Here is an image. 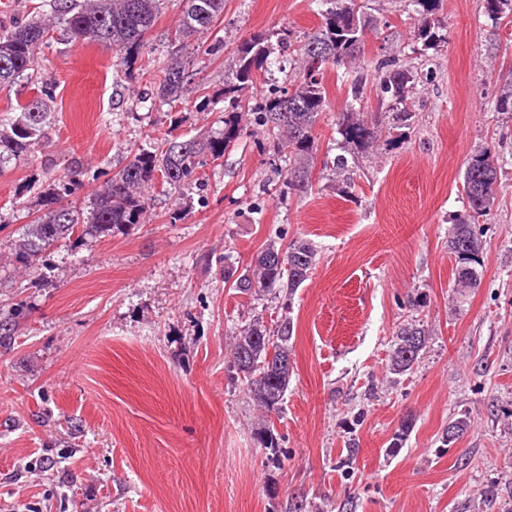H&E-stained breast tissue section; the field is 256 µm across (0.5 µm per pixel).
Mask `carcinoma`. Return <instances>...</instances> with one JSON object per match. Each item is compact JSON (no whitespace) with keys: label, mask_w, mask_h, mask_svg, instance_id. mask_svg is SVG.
I'll list each match as a JSON object with an SVG mask.
<instances>
[{"label":"carcinoma","mask_w":512,"mask_h":512,"mask_svg":"<svg viewBox=\"0 0 512 512\" xmlns=\"http://www.w3.org/2000/svg\"><path fill=\"white\" fill-rule=\"evenodd\" d=\"M161 0H45L46 13L37 19L15 24L0 34V85L18 81L35 70L37 50L48 44L50 30L63 26L75 41L105 42L119 51L140 48L144 36L153 28ZM324 23L302 40L300 52L304 66L293 90L276 91L252 107L258 124L268 127L287 149L288 168L283 183L290 189L302 188L311 176L313 159L312 129L326 107L323 74L327 66L341 67L358 56L372 19L365 16L357 0H325ZM488 15L498 21L512 14V0H487ZM224 14V0H185V9L177 30L179 37L191 40L209 31ZM272 44L263 34L252 36L239 50L232 77L224 80L223 95L233 111L224 116V128L209 135L189 139H167L154 150L138 149L130 153L126 165L100 185L88 208L56 204L70 196L79 185L76 172L67 171L49 184L44 200L46 209L30 224L19 239L17 261L35 267L46 261L50 250L77 233L112 235L141 223L150 207L146 190L160 183L169 190L181 191L199 183L204 168L224 158V152L237 138L240 119L234 111L242 86L253 84L270 70ZM319 54V73L309 72L313 54ZM382 93L401 104L412 75L407 68L382 62L377 67ZM186 63L173 61L160 75V97L175 99L191 79ZM49 94L42 86L35 94L12 108L8 124H0V165L11 158L37 151L45 137L50 114ZM342 135L356 148L366 147L374 137L373 129L358 119L345 124ZM500 166L492 147L471 155L462 172V188L467 198V212L451 219L448 253L455 259V287L464 292L478 286L479 268L484 266L483 234L478 218L488 215L495 201V187ZM316 250L304 241L283 248L275 242L263 245L250 265L232 284L238 294L261 297L270 293L292 294L316 264ZM25 316L24 310L0 312V345L14 335ZM430 331L421 320H413L396 333L389 355L388 369L404 374L424 354ZM291 322L284 318L273 327L256 318L245 325L230 349L229 368L234 378L246 386L261 413L256 427L257 442L277 457L279 439L272 417L281 405L293 374L291 361Z\"/></svg>","instance_id":"obj_1"}]
</instances>
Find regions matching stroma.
Here are the masks:
<instances>
[{"label":"stroma","instance_id":"obj_1","mask_svg":"<svg viewBox=\"0 0 512 512\" xmlns=\"http://www.w3.org/2000/svg\"><path fill=\"white\" fill-rule=\"evenodd\" d=\"M358 3L374 26L346 72L365 84L356 110L373 143H345L348 85L328 68L311 183L285 187L284 155L248 110L299 72L297 52L276 49L270 77L240 92V134L203 183L151 190L143 223L71 240L29 272L15 245L54 178L78 170L67 202L84 206L129 151L218 128L214 96L240 45L302 36L323 17L317 0H225L189 45L176 35L181 0H163L131 56L54 30L37 74L52 97L47 135L0 168V308L26 312L0 346V512H512V113L494 109L512 87V22L492 25L486 0H436L425 15L407 0ZM426 25L440 43L420 38ZM388 58L413 73L400 125L377 89ZM175 60L194 77L164 101L157 77ZM488 143L501 171L479 220L487 259L461 295L449 218L466 210V159ZM298 239L317 264L292 297L246 300L225 283L267 241ZM257 317L293 325L275 461L229 370ZM414 318L431 331L426 351L390 374L396 332ZM460 417L469 429L444 443Z\"/></svg>","mask_w":512,"mask_h":512}]
</instances>
